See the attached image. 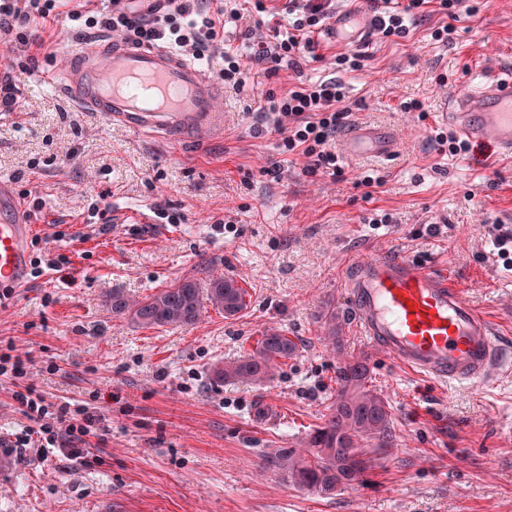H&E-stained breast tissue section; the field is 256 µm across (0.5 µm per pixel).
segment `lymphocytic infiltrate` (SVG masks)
Masks as SVG:
<instances>
[{"label": "lymphocytic infiltrate", "mask_w": 512, "mask_h": 512, "mask_svg": "<svg viewBox=\"0 0 512 512\" xmlns=\"http://www.w3.org/2000/svg\"><path fill=\"white\" fill-rule=\"evenodd\" d=\"M58 0H0V33L11 34L14 22L33 18L48 19L54 15ZM83 0L73 9V20L101 25L125 32L136 43L161 42L178 47L196 56L207 52L219 53L224 60L220 75L225 85L239 88L243 81L241 55L224 45V25L237 21L238 10H217L207 14L200 10L198 0H162L150 10L149 16L128 12L113 6L111 16L98 18L90 4ZM372 26L381 40L405 37L408 21L422 8L434 6L447 18L446 24L433 29L435 41L454 42L455 22L465 0H370ZM287 10L293 21L288 28L269 27L267 32H250L248 48L253 58L264 65L268 76L280 71L295 70L305 55L315 53L318 43L315 33L336 12L335 0H288ZM347 91L336 79L301 82L287 91H267L261 107L269 126L283 132L282 152L306 159L305 170L331 178L343 174L344 168L332 141L337 130L352 111L347 105ZM13 398L28 424L16 434L14 447L57 448L69 457L80 458L90 437L95 436L99 417L86 405L63 402L48 405L45 396L28 386L14 393Z\"/></svg>", "instance_id": "obj_1"}]
</instances>
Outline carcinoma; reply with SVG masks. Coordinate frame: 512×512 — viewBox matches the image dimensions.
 Segmentation results:
<instances>
[{
  "label": "carcinoma",
  "mask_w": 512,
  "mask_h": 512,
  "mask_svg": "<svg viewBox=\"0 0 512 512\" xmlns=\"http://www.w3.org/2000/svg\"><path fill=\"white\" fill-rule=\"evenodd\" d=\"M247 289L233 278L219 275L207 288L188 277L156 294L132 300L114 289L108 296L112 312L125 315L144 327H183L196 324L203 301L234 317L247 309ZM320 340L333 351H342L344 337L336 326V310L321 318ZM298 353L295 338L278 329H267L253 349L233 361L212 367L214 379L224 382L268 384ZM372 380L367 360L350 355L336 367V391L325 421L308 436L303 448H273L263 455L265 464L277 470L286 483L321 497H333L355 482H363L372 468V455L391 444L393 420L388 405L369 387ZM376 447H369V442Z\"/></svg>",
  "instance_id": "obj_1"
}]
</instances>
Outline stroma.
I'll return each instance as SVG.
<instances>
[{
    "label": "stroma",
    "mask_w": 512,
    "mask_h": 512,
    "mask_svg": "<svg viewBox=\"0 0 512 512\" xmlns=\"http://www.w3.org/2000/svg\"><path fill=\"white\" fill-rule=\"evenodd\" d=\"M470 3L452 44L430 38L441 15L419 17L404 39L357 43L353 72H337L344 46L319 34L318 58L288 80L339 78L349 126L383 125L397 142L387 160L345 159L334 180L281 153L260 108L284 80L250 58L244 86L216 104L222 125L179 144L80 110L48 80L72 39L103 27L64 7L51 25L16 24L0 43V79L18 90L0 110V177L36 225L31 256L60 265L0 309V342L31 358L25 378L0 377V512H512V378L468 387L419 376L362 335L343 285L351 263L386 253L435 265L512 353V265L489 233L512 215V159L486 146L451 157L429 139L441 99L512 69V0ZM48 31L52 52L36 51ZM411 100L422 112L403 110ZM368 175L382 186L367 188ZM138 209L152 223H136ZM220 273L251 296L231 318L208 305L195 325L144 328L107 301L115 288L142 298ZM329 306L394 429L366 483L322 498L286 485L263 454L303 445L325 420L339 362L320 340ZM268 328L299 344L280 377L261 387L212 377ZM27 382L101 415L84 460L8 447L26 424L12 393Z\"/></svg>",
    "instance_id": "obj_1"
}]
</instances>
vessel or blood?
<instances>
[{
    "instance_id": "vessel-or-blood-1",
    "label": "vessel or blood",
    "mask_w": 512,
    "mask_h": 512,
    "mask_svg": "<svg viewBox=\"0 0 512 512\" xmlns=\"http://www.w3.org/2000/svg\"><path fill=\"white\" fill-rule=\"evenodd\" d=\"M332 31L336 40L362 41L370 18L337 16ZM68 57L57 74L65 96L107 121L140 133L187 137L221 120L215 103L224 95L223 84L173 49L110 38L71 42ZM437 119L463 139L512 157V76L443 101ZM341 147L352 157L385 158L396 141L388 128L359 126L344 134ZM34 230L11 182L0 178V288L25 286ZM344 283L361 333L421 376L473 386L512 371L495 324L447 273L390 254L351 264Z\"/></svg>"
}]
</instances>
